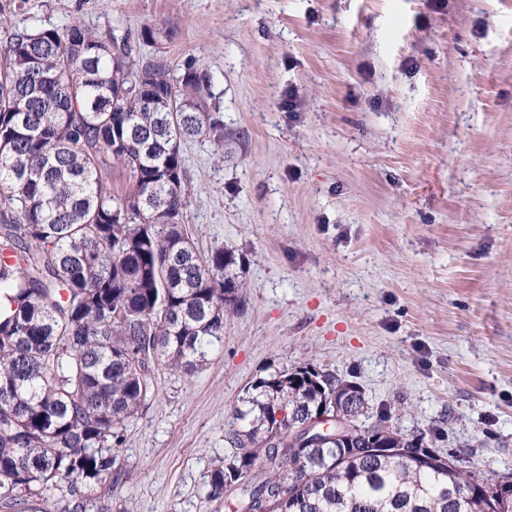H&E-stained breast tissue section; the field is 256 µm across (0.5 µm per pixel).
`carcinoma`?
<instances>
[{
    "instance_id": "1",
    "label": "carcinoma",
    "mask_w": 512,
    "mask_h": 512,
    "mask_svg": "<svg viewBox=\"0 0 512 512\" xmlns=\"http://www.w3.org/2000/svg\"><path fill=\"white\" fill-rule=\"evenodd\" d=\"M210 76L174 78L128 37L74 20L15 33L0 63V512H97L93 493L121 476L127 424L149 408L160 366L191 374L224 340L241 301L234 254H202L184 220L182 145L224 146L204 104ZM130 172L112 193L107 159ZM296 366L249 386L231 452L205 486L235 512H512L454 461L417 456L424 436L379 423L292 453L291 426L322 407L357 422L365 395ZM288 412L289 421L277 418ZM412 454H365L370 441Z\"/></svg>"
}]
</instances>
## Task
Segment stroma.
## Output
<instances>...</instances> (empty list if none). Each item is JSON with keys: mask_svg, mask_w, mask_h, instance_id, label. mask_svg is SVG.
I'll use <instances>...</instances> for the list:
<instances>
[{"mask_svg": "<svg viewBox=\"0 0 512 512\" xmlns=\"http://www.w3.org/2000/svg\"><path fill=\"white\" fill-rule=\"evenodd\" d=\"M80 19L197 63L224 153L185 142L200 252L244 288L194 374L160 370L102 512H230L204 488L247 388L296 366L366 425L512 475V0H0V51Z\"/></svg>", "mask_w": 512, "mask_h": 512, "instance_id": "obj_1", "label": "stroma"}]
</instances>
